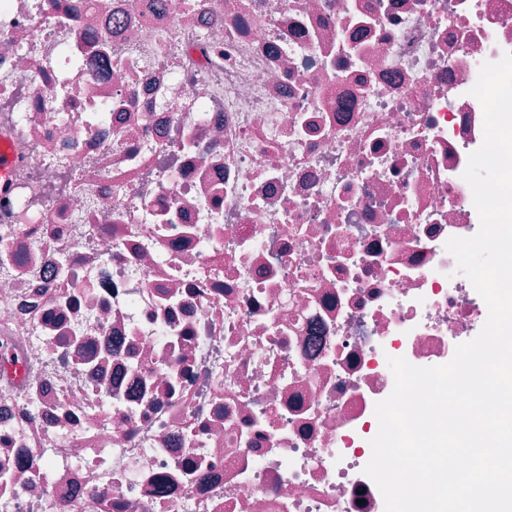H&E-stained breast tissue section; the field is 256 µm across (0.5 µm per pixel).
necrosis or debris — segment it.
Segmentation results:
<instances>
[{
    "mask_svg": "<svg viewBox=\"0 0 512 512\" xmlns=\"http://www.w3.org/2000/svg\"><path fill=\"white\" fill-rule=\"evenodd\" d=\"M507 53L512 0H0V512H385Z\"/></svg>",
    "mask_w": 512,
    "mask_h": 512,
    "instance_id": "4bbe7bcc",
    "label": "necrosis or debris"
}]
</instances>
